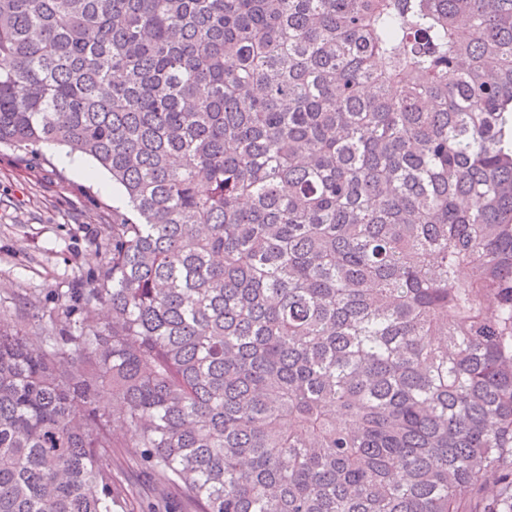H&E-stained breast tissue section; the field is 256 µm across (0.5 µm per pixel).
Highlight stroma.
I'll list each match as a JSON object with an SVG mask.
<instances>
[{"label": "stroma", "instance_id": "stroma-1", "mask_svg": "<svg viewBox=\"0 0 512 512\" xmlns=\"http://www.w3.org/2000/svg\"><path fill=\"white\" fill-rule=\"evenodd\" d=\"M109 179L64 147L44 145L31 155L0 144V312L24 317L29 301L45 313L54 297L85 286L111 225L130 215ZM112 466L139 505L158 496L180 503L125 449H113Z\"/></svg>", "mask_w": 512, "mask_h": 512}]
</instances>
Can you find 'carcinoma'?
<instances>
[{
	"mask_svg": "<svg viewBox=\"0 0 512 512\" xmlns=\"http://www.w3.org/2000/svg\"><path fill=\"white\" fill-rule=\"evenodd\" d=\"M2 143L133 218L0 326V512H512V0H0ZM126 450L125 448L112 449V467L115 469L118 481L137 494V496L135 495L137 501L134 500L133 505L128 507V512H142L138 504L143 501V505H146L147 501L158 496L167 498L168 501L184 510L186 507L179 493L172 488L161 486L141 461L131 458Z\"/></svg>",
	"mask_w": 512,
	"mask_h": 512,
	"instance_id": "1",
	"label": "carcinoma"
}]
</instances>
